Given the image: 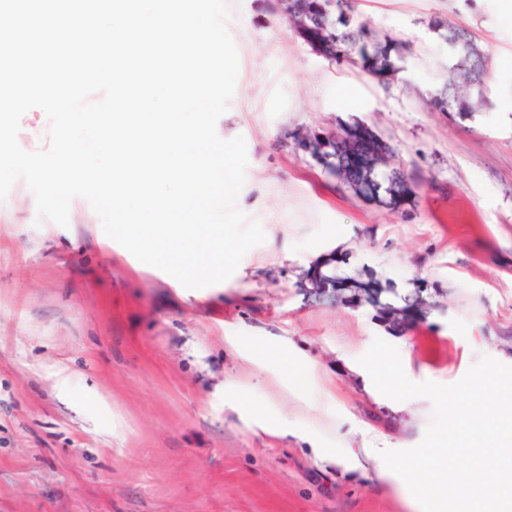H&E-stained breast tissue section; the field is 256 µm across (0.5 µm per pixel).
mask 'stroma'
Wrapping results in <instances>:
<instances>
[{"instance_id": "obj_1", "label": "stroma", "mask_w": 512, "mask_h": 512, "mask_svg": "<svg viewBox=\"0 0 512 512\" xmlns=\"http://www.w3.org/2000/svg\"><path fill=\"white\" fill-rule=\"evenodd\" d=\"M352 26L401 45L380 84L313 52L282 0H228L239 54L225 140L248 167L237 205L268 237L226 281L184 287L105 235L82 198L38 220L0 201V512H421L403 480L348 467L368 427L416 446L429 399L380 394L358 359L396 346L411 381L512 362V13L499 0H353ZM488 56L487 103L436 112L447 25ZM362 122L410 177L404 211L328 177L295 137ZM287 239V253L269 239ZM387 288L412 325L320 300L306 275Z\"/></svg>"}]
</instances>
